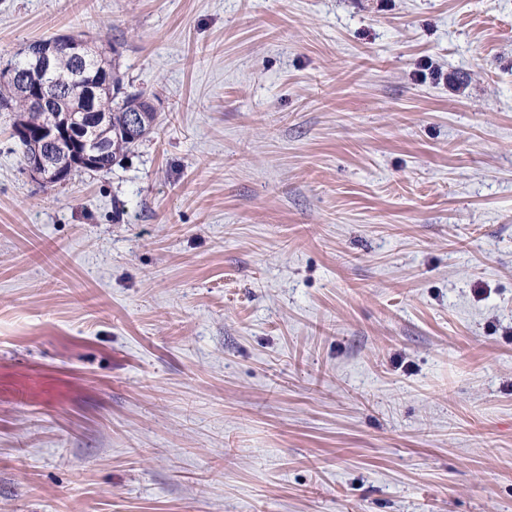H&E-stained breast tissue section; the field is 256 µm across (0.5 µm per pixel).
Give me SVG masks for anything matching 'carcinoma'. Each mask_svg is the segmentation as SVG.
Here are the masks:
<instances>
[{
    "label": "carcinoma",
    "mask_w": 512,
    "mask_h": 512,
    "mask_svg": "<svg viewBox=\"0 0 512 512\" xmlns=\"http://www.w3.org/2000/svg\"><path fill=\"white\" fill-rule=\"evenodd\" d=\"M86 66L95 74L103 75L94 105L85 101L86 79L81 77L82 66L70 52L61 50L47 82L48 94L54 99L55 111L43 112L29 104L21 81L13 72L0 75V106L14 112L12 128L38 131L51 121L76 118L88 128L90 137L102 145L94 163L82 168L71 167L76 144L67 139L54 143L18 140L16 144L23 158L37 153L44 155L58 166L67 169L65 179L84 170L101 171L111 168L117 157L128 152L136 143L153 134L158 126V112L151 106L149 97L142 92L127 90L116 65L103 52L93 48L85 51ZM142 112L143 120L138 129L128 126V114Z\"/></svg>",
    "instance_id": "carcinoma-1"
}]
</instances>
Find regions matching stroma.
<instances>
[{
  "mask_svg": "<svg viewBox=\"0 0 512 512\" xmlns=\"http://www.w3.org/2000/svg\"><path fill=\"white\" fill-rule=\"evenodd\" d=\"M155 134L0 112V512H512V0H0ZM65 37L70 43L83 47L87 68L94 74L103 75L99 89L94 85L86 86V97L89 100L95 98L98 90L97 100L92 108L85 101L84 86L87 80L81 78L83 64L79 65L69 51L60 50L57 53L54 67L46 79L49 83L48 94L54 99L55 112H43L29 104L21 81L12 71H1L0 75V107L4 105L10 112H14L13 130H27L16 131L15 135L18 138L31 139L28 131H38L52 120L70 121L76 118L82 121L81 126L88 128L90 137L102 145L93 164L71 169L73 155L78 152L73 141L62 139L54 143H43L37 139L17 140L12 135L21 151L24 165L30 155L42 154L54 164L68 169L64 182L78 172L110 169L117 157L124 155L136 143L153 134L158 126V112L151 106L150 97L142 92L128 91L124 85L114 64L115 49H112L110 63L102 51L99 52L90 46L84 34ZM134 111L142 112L143 116L142 123L136 130L130 129L127 122L128 114ZM83 133L84 130L77 123L54 122L43 128L37 137L48 142L62 135H72V138L83 146V158L89 162L95 157L97 147L88 142ZM26 170L32 179L46 185L49 181L62 179L64 176L61 167L50 168L49 162L40 155L29 159Z\"/></svg>",
  "mask_w": 512,
  "mask_h": 512,
  "instance_id": "35a3bbf8",
  "label": "stroma"
}]
</instances>
